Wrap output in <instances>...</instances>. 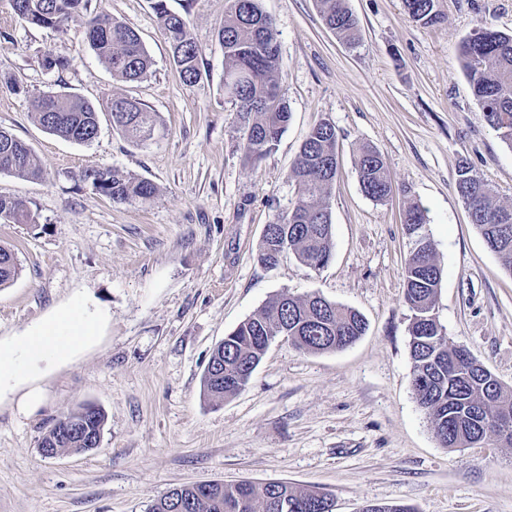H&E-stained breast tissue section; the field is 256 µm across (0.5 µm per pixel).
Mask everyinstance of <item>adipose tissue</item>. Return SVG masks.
Returning <instances> with one entry per match:
<instances>
[{
	"label": "adipose tissue",
	"instance_id": "obj_1",
	"mask_svg": "<svg viewBox=\"0 0 512 512\" xmlns=\"http://www.w3.org/2000/svg\"><path fill=\"white\" fill-rule=\"evenodd\" d=\"M102 318L89 305L75 303L11 338L0 340V399L24 390L23 403L34 408L41 393L30 382L40 362L64 363L92 344Z\"/></svg>",
	"mask_w": 512,
	"mask_h": 512
}]
</instances>
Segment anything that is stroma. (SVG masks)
<instances>
[{
	"mask_svg": "<svg viewBox=\"0 0 512 512\" xmlns=\"http://www.w3.org/2000/svg\"><path fill=\"white\" fill-rule=\"evenodd\" d=\"M187 13L201 79L184 83L153 0H87L61 31L30 25L0 0V129L40 157L44 175L0 172V195L32 224L0 220V245L22 268L0 289V339L73 302L105 317L94 345L0 400V512H146L168 491L212 480L285 481L334 498V512L404 504L414 512H512V448L493 440L443 448L411 386V312L403 299L411 242L401 224L417 203L442 269L435 312L452 344L512 386V274L484 243L456 191L468 160L512 203V148L483 119L459 48L477 26L512 34V0H437L426 27L402 0H347L361 31L350 47L328 30L316 0H262L278 31L279 82L292 112L276 148L243 156L246 123L224 95L217 31L227 0H166ZM114 17L140 35L148 76L114 79L90 50L84 22ZM68 58L46 70V55ZM64 90L94 103L115 94L157 114L136 145L101 117L91 143L44 131L31 100ZM330 120L340 169L328 201L333 256L323 269L285 252L256 254L264 227L297 196L293 165L310 128ZM380 152L392 183L381 202L360 189L358 151ZM92 167L144 178L146 203L115 202L83 182ZM312 292L357 310L367 331L352 346L311 354L276 338L247 387L215 401L203 375L215 345L279 293ZM84 403L107 417L100 448L42 456L43 434Z\"/></svg>",
	"mask_w": 512,
	"mask_h": 512,
	"instance_id": "1",
	"label": "stroma"
}]
</instances>
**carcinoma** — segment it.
I'll use <instances>...</instances> for the list:
<instances>
[{
  "mask_svg": "<svg viewBox=\"0 0 512 512\" xmlns=\"http://www.w3.org/2000/svg\"><path fill=\"white\" fill-rule=\"evenodd\" d=\"M85 0H13L11 8L23 21L39 27L63 29L79 16ZM224 24L217 38L224 49V95L236 111L252 118L244 143V157L257 163L277 145L291 118L278 77L282 62L273 19L261 0H227ZM326 26L349 45L359 41V22L346 0H317ZM405 13L415 22H439L436 0H403ZM161 32L168 42L180 78L195 83L201 76L200 50L187 18L168 9L165 0H154ZM90 49L120 81L143 79L152 59L139 34L107 15L86 21ZM466 76L481 104L484 119L498 137L512 147V35L486 25L476 27L462 42ZM37 123L65 140L88 144L98 135L103 107L65 91L44 92L32 100ZM112 127L134 143H145L156 132L155 114L141 103L112 97ZM338 135L324 119L304 140L293 168L298 196L288 215L279 217L263 233L258 262L270 268L285 250L295 253L312 269L325 267L332 257V221L327 199L339 172ZM362 191L375 201L391 192L381 154L363 148L355 159ZM0 172L39 178L40 159L32 149L7 131L0 130ZM81 180L114 202L151 200L157 188L146 179L123 176L110 168H89ZM456 189L469 209L472 224L503 268L512 274V207L498 203L494 188L464 159L457 167ZM16 224H33L34 214L20 201L0 195V214ZM402 224L412 249L404 268V301L412 312L409 349L412 386L419 406L428 416L443 448H461L470 440L493 435L487 413L512 411V387L496 386L490 377H463L476 362L466 351L448 343L434 313L442 270L426 234L428 216L417 204L403 213ZM21 267L15 253L0 245V287L18 278ZM367 324L356 310L312 293L304 297L280 294L258 314L225 334L212 351L204 376V392L222 400L244 389L270 342L287 336L307 353L341 351L366 332ZM64 418L82 424L83 432L104 430V410L82 405ZM43 448L61 452H88L80 438L50 429ZM193 502L192 512H333L330 494L299 491L282 481L255 484L248 481L211 483L210 491L176 488L147 507V512H182L180 504Z\"/></svg>",
  "mask_w": 512,
  "mask_h": 512,
  "instance_id": "carcinoma-1",
  "label": "carcinoma"
}]
</instances>
